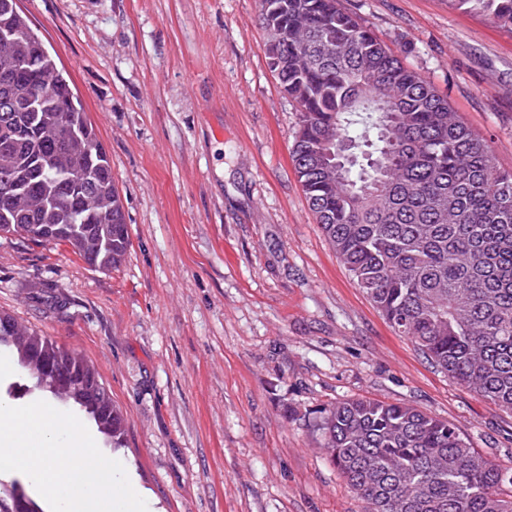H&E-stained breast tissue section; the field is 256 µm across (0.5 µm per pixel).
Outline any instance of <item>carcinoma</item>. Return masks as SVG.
Segmentation results:
<instances>
[{
  "mask_svg": "<svg viewBox=\"0 0 512 512\" xmlns=\"http://www.w3.org/2000/svg\"><path fill=\"white\" fill-rule=\"evenodd\" d=\"M448 3L512 27V0ZM260 6L270 66L300 111L295 171L337 258L434 366L512 411V174L339 0ZM0 233L68 244L102 271L130 245L106 150L17 0H0ZM2 347L122 446L123 415L80 354L4 312ZM322 430L368 512H512V467L421 409L349 400ZM0 512L44 510L14 480L0 482Z\"/></svg>",
  "mask_w": 512,
  "mask_h": 512,
  "instance_id": "carcinoma-1",
  "label": "carcinoma"
}]
</instances>
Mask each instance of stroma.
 <instances>
[{
    "instance_id": "35a3bbf8",
    "label": "stroma",
    "mask_w": 512,
    "mask_h": 512,
    "mask_svg": "<svg viewBox=\"0 0 512 512\" xmlns=\"http://www.w3.org/2000/svg\"><path fill=\"white\" fill-rule=\"evenodd\" d=\"M105 146L130 237L100 271L0 234V312L94 365L153 512H364L322 446L337 403H405L512 465V412L393 330L292 158L258 0H18ZM512 172V30L448 0H340Z\"/></svg>"
}]
</instances>
